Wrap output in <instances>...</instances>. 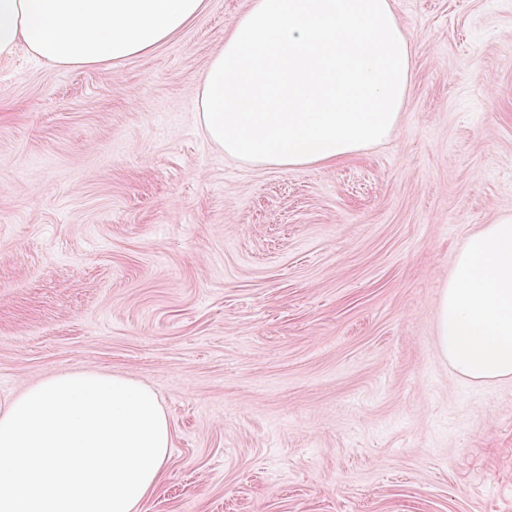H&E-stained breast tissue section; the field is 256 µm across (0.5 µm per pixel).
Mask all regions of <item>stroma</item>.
Here are the masks:
<instances>
[{
	"instance_id": "stroma-1",
	"label": "stroma",
	"mask_w": 512,
	"mask_h": 512,
	"mask_svg": "<svg viewBox=\"0 0 512 512\" xmlns=\"http://www.w3.org/2000/svg\"><path fill=\"white\" fill-rule=\"evenodd\" d=\"M250 2L116 65L0 60V404L78 368L153 388L173 445L140 512H512V378L436 336L454 253L512 212V0H395L398 129L288 171L199 122Z\"/></svg>"
}]
</instances>
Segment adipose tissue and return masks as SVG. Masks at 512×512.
<instances>
[{"instance_id": "adipose-tissue-1", "label": "adipose tissue", "mask_w": 512, "mask_h": 512, "mask_svg": "<svg viewBox=\"0 0 512 512\" xmlns=\"http://www.w3.org/2000/svg\"><path fill=\"white\" fill-rule=\"evenodd\" d=\"M206 0H0V60L88 69L144 55ZM414 52L394 0H251L194 88L207 138L259 168L331 165L398 129ZM438 346L460 374L512 377V213L456 252ZM155 392L76 369L0 406V512H138L166 474Z\"/></svg>"}]
</instances>
